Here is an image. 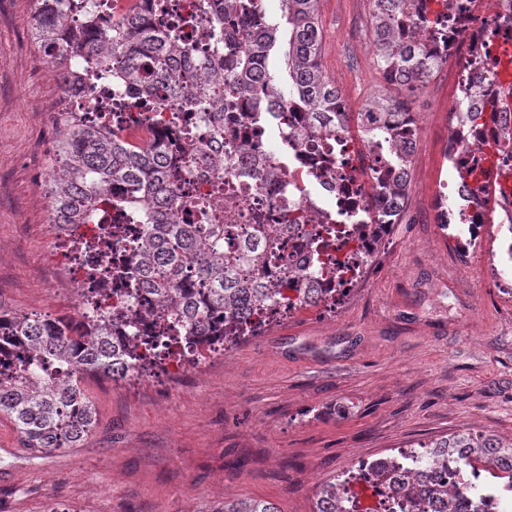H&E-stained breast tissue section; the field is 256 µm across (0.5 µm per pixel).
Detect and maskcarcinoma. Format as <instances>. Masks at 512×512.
<instances>
[{
	"label": "carcinoma",
	"mask_w": 512,
	"mask_h": 512,
	"mask_svg": "<svg viewBox=\"0 0 512 512\" xmlns=\"http://www.w3.org/2000/svg\"><path fill=\"white\" fill-rule=\"evenodd\" d=\"M63 0H41L35 24V39L44 53L53 57L70 50L72 55L87 48L96 56L93 77L102 81L105 97L89 121L86 113H65L59 161L52 173L55 223L72 245V260L86 267L88 276L95 268L86 257L120 243L119 232L107 230L89 240L76 233L74 225L87 224L106 209L125 212L142 228V236L130 261L115 269L113 278L126 285V303L112 310H101L99 299L86 297L85 314L51 318L37 314L10 315L0 312V349L20 350L13 367L0 370V413L8 417L25 448L47 453L76 448L93 428L96 409L81 383L85 376H103L114 381L139 377L158 365L156 341L145 334L146 325L159 322L168 330L169 341L181 348L189 362L203 360L201 346L208 333H216L228 345L238 344L257 334L283 307L297 306L309 298L327 304L335 300L320 287L326 278L341 274L316 247L317 228L308 231L307 244L313 248L309 269L288 270L284 279L260 275L270 258L284 247L292 224L224 223L223 201L211 203V223L178 224L167 208L172 191L180 181V168L173 157L180 153L179 139L149 151L132 148L110 124L118 106L111 80L123 77L132 92L148 97L152 87L139 84L138 71L149 60L154 72L169 90L180 98L191 90L213 89L211 98H197L195 106L210 123L214 135L224 136V112L232 108L226 94L253 91L260 83L264 90L254 98L253 111L243 119L258 123L265 114L276 118L285 139L331 137L344 131L349 113L336 106L339 92L324 74L321 63L322 35L318 21L319 0H284V25L263 22L255 25L254 0H203L199 10L214 19L213 49L224 56V72H213L194 62L189 51L151 32L142 16H134L119 28L97 27V13L105 0H83L82 24L70 30L61 11ZM233 2L241 20V37H224V10ZM439 0H373L370 35L376 45L375 65L389 75L390 84L406 90L407 98L394 99L384 91L373 95L365 105L375 127L360 132L369 144L386 134L403 117L399 109L433 68L434 55L406 36L413 10L424 11L426 23L436 29L444 25L443 14L433 9ZM286 45L285 63L291 81L286 97L274 84L269 70L271 51ZM293 100L305 107L310 120L301 128L288 121L283 103ZM468 131L483 126V120L496 119L494 112H472L457 106ZM394 171L390 179L377 181L374 205L381 200L404 198L409 176L410 154L403 145L395 146L387 160ZM277 158L264 157L254 171L266 181L278 176ZM457 185L469 197L477 182L474 169L456 168ZM128 186L126 194L112 196V185ZM355 232L376 244L383 230L378 224L354 225ZM155 300L150 311L137 309L141 291ZM420 448H437L446 455L450 448H501L498 440L473 433H457L420 443ZM411 488L418 491L419 505L432 512H448V488L426 470L414 473ZM366 492L349 486L325 484L319 491L314 512H336V502H345L351 512H378L373 507L357 510ZM206 512H279L269 501H226Z\"/></svg>",
	"instance_id": "obj_1"
}]
</instances>
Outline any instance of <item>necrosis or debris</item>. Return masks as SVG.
Segmentation results:
<instances>
[{"label":"necrosis or debris","mask_w":512,"mask_h":512,"mask_svg":"<svg viewBox=\"0 0 512 512\" xmlns=\"http://www.w3.org/2000/svg\"><path fill=\"white\" fill-rule=\"evenodd\" d=\"M450 14L452 23L447 33L437 36L422 25H415L413 37L432 49L440 67L446 68L454 84L456 100L467 104L492 101L496 104L497 121L480 132L477 139H469L461 125H454L448 145L452 156L469 167L480 166L485 155L501 151L503 159L512 165V93L502 86L494 69L497 44L512 45V0H453ZM197 0H168V11L156 13L151 0H112L100 18L107 27L123 26L135 14L145 16L150 27L161 35H178L180 42L193 50L198 63L210 62V30L204 21L194 20ZM140 80L153 85L158 105L144 109L138 101H131L128 112L137 119L136 124L123 128L126 141L140 148L158 145L169 134L168 121L176 109H185L184 101L168 96L164 84L158 83L148 67H141ZM426 119L418 110H409L395 132L393 140H378L364 157H357L354 148L355 132H342L336 138L291 142L295 164L282 173L281 184L268 185L260 178H246L255 158L276 155L278 138L275 130L262 126L240 124L233 113L224 115V137L214 139L207 122L196 121L184 130L183 143L186 160L183 177L175 192L174 208L182 224H199L203 218L200 207L215 192H222L224 205L229 211L231 224L275 223L280 211L293 210L301 223H317L312 204L305 194L290 192L289 187L301 183L306 173L316 172L317 183L323 196L331 203L337 215L356 216L366 213L372 200L373 179L355 175V168L381 169L391 141L415 146ZM248 144V152L239 154L235 169L219 172L211 160L219 146ZM130 258L128 249H109L97 255L93 263L96 277H86L82 268L64 253L57 254L55 265L65 277L75 282L81 296L97 293L103 281L112 276L115 266ZM98 294V293H97ZM459 449L448 451L447 460H436L433 449L416 450L412 459L400 463L398 472L410 474L424 464L435 463L438 474L448 487L459 489L460 494L448 503V512H506L512 505V462H500L497 454L488 451L469 455L468 466H461Z\"/></svg>","instance_id":"obj_1"}]
</instances>
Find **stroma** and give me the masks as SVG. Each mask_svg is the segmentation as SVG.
I'll use <instances>...</instances> for the list:
<instances>
[{
	"mask_svg": "<svg viewBox=\"0 0 512 512\" xmlns=\"http://www.w3.org/2000/svg\"><path fill=\"white\" fill-rule=\"evenodd\" d=\"M36 0H0V309L75 315L73 285L49 263L63 239L43 181L62 137V98L32 29ZM321 61L352 106L385 84L349 28L371 0H320ZM452 84L411 103L431 114L411 157L404 209L334 307L284 313L179 381L85 378L96 424L76 448L35 455L0 415V512H205L261 499L313 512L322 484L361 461L471 432L512 442V233L468 249L459 200L429 220L445 156Z\"/></svg>",
	"mask_w": 512,
	"mask_h": 512,
	"instance_id": "stroma-1",
	"label": "stroma"
}]
</instances>
